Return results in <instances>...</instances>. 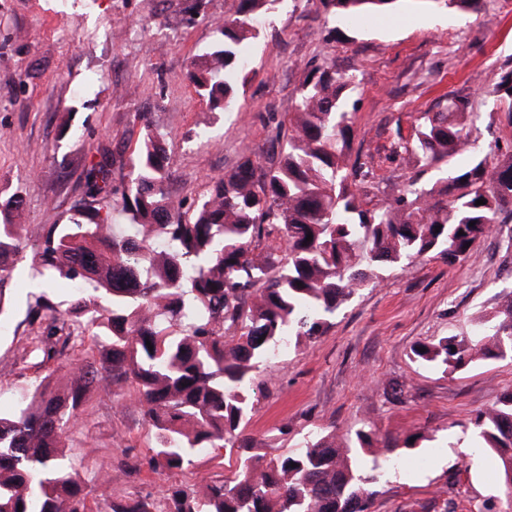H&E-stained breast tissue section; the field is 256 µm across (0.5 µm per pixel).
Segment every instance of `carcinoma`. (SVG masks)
<instances>
[{"label":"carcinoma","mask_w":512,"mask_h":512,"mask_svg":"<svg viewBox=\"0 0 512 512\" xmlns=\"http://www.w3.org/2000/svg\"><path fill=\"white\" fill-rule=\"evenodd\" d=\"M267 2L241 0L239 17L215 22L222 39L191 58L189 81L209 111L237 104L248 66L242 43L257 38ZM396 2L320 0L346 19ZM430 2L462 13L482 8L481 0ZM354 84L353 74L310 69L285 113L278 158L262 166L242 156L188 208L169 198L165 137L148 128L132 150L128 180L104 205H96L107 192L97 181L103 170L89 169L86 198L66 223L45 225L29 269L35 279L57 275L73 291L64 341L81 344L97 327L112 343L93 362L69 363L57 386L40 382L11 414H0V512H90L87 483L61 448L91 392L128 381L133 391L121 397L143 407L155 431L133 469L182 470L205 448L240 454L232 475L201 493L170 486L107 500L103 512H371L383 465L376 457L367 465L343 436H308L269 458L243 453L252 442L245 430L254 372L280 355L288 337L325 335L336 311L379 282L385 266L428 254L450 265L466 260L512 216V152L497 143L474 151L479 113L467 99L450 98L443 111L421 113L409 149L420 167L446 171L443 187L412 179L399 195L365 208L349 182L364 175L349 163L357 107L345 91ZM492 92L512 117V72ZM20 204L17 196L0 204V293L24 249L21 225L12 222ZM273 236L284 249L266 244ZM64 312L47 294L34 296L28 313L47 321L46 335L32 337L23 355L51 349ZM507 350L512 292L496 320L480 323L472 337L423 341L413 355L456 370ZM473 426L498 460L494 478L509 502L512 393L477 414Z\"/></svg>","instance_id":"obj_1"}]
</instances>
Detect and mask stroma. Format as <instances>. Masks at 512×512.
Here are the masks:
<instances>
[{
    "label": "stroma",
    "instance_id": "1",
    "mask_svg": "<svg viewBox=\"0 0 512 512\" xmlns=\"http://www.w3.org/2000/svg\"><path fill=\"white\" fill-rule=\"evenodd\" d=\"M0 0V199L18 194L19 223L36 247L44 227L63 223L101 163L120 183L144 128L165 136L169 197L189 203L212 176L243 154L265 162L279 152L278 123L311 68L324 64L357 77L352 152L369 176L358 189L375 206L411 176L429 187L442 171L419 170L403 146L417 117L468 98L480 119L479 146L512 150V121L492 93L512 72V0H482L479 13L400 0L390 13L348 22L318 11L316 0H274L247 45L248 77L239 104L208 111L187 78L193 54L212 45L215 21L237 16L240 0ZM146 120H138V113ZM27 254L17 256L0 299V410L13 408L41 380L58 379L68 358H93L110 338L66 356L19 349L44 323L26 313L35 294ZM312 343L289 344L255 374L246 432L252 452L271 455L311 434L396 441L394 470L379 486L373 512H504L493 478L496 457L477 445L476 413L512 392V357L477 360L451 372L416 361L422 341L468 335L494 316L512 290V220L496 225L470 257L451 266L422 256L382 271ZM417 434L415 447H403ZM153 430L142 409L112 388L94 392L66 439V461L85 480L108 475L89 499L156 493L170 485L204 490L229 475L224 451L205 449L185 470L134 472L128 457L146 453Z\"/></svg>",
    "mask_w": 512,
    "mask_h": 512
}]
</instances>
